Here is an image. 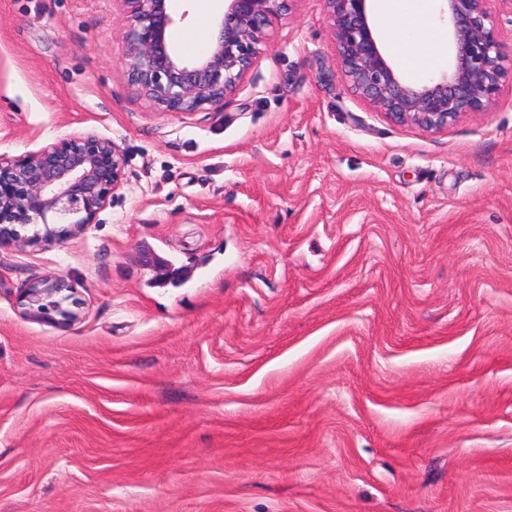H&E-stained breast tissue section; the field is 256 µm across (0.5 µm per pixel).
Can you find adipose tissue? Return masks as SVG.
I'll list each match as a JSON object with an SVG mask.
<instances>
[{
  "label": "adipose tissue",
  "mask_w": 512,
  "mask_h": 512,
  "mask_svg": "<svg viewBox=\"0 0 512 512\" xmlns=\"http://www.w3.org/2000/svg\"><path fill=\"white\" fill-rule=\"evenodd\" d=\"M428 0H376V25L395 23L397 30L389 39L392 51L410 69H418L420 59L447 39L445 30L431 26L426 14Z\"/></svg>",
  "instance_id": "obj_1"
}]
</instances>
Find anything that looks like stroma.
<instances>
[{
  "mask_svg": "<svg viewBox=\"0 0 512 512\" xmlns=\"http://www.w3.org/2000/svg\"><path fill=\"white\" fill-rule=\"evenodd\" d=\"M124 31L0 0V154L126 157L85 234L0 247V512H512V82L393 123L299 0L220 108L160 113ZM54 273L68 329L18 312Z\"/></svg>",
  "mask_w": 512,
  "mask_h": 512,
  "instance_id": "35a3bbf8",
  "label": "stroma"
}]
</instances>
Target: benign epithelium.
<instances>
[{
    "label": "benign epithelium",
    "mask_w": 512,
    "mask_h": 512,
    "mask_svg": "<svg viewBox=\"0 0 512 512\" xmlns=\"http://www.w3.org/2000/svg\"><path fill=\"white\" fill-rule=\"evenodd\" d=\"M127 26V81L160 112L216 107L252 69L272 19L297 0H224L209 45L192 60L167 33L166 0H118ZM342 75L396 124L437 131L462 116L486 112L501 83L512 79L499 39V13L512 0H444L450 40L448 68L421 82L407 79L385 53L368 0H323ZM125 156L93 130L74 132L24 156L0 154V246L52 248L86 232L123 182ZM77 288L61 276L30 283L19 297L21 317L69 328L80 321Z\"/></svg>",
    "instance_id": "benign-epithelium-1"
}]
</instances>
